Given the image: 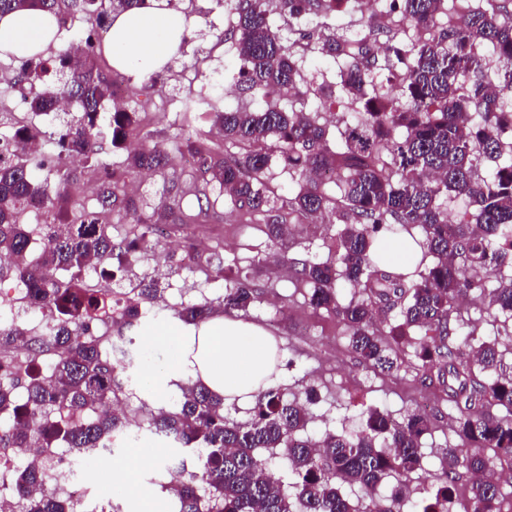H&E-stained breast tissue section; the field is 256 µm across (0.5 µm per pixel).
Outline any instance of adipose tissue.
Returning <instances> with one entry per match:
<instances>
[{"label": "adipose tissue", "mask_w": 512, "mask_h": 512, "mask_svg": "<svg viewBox=\"0 0 512 512\" xmlns=\"http://www.w3.org/2000/svg\"><path fill=\"white\" fill-rule=\"evenodd\" d=\"M184 31L183 16L167 0H151L150 7L115 16L103 42L114 69L139 78L149 77L173 57ZM51 14L18 10L0 15V55L30 58L56 40ZM149 342L175 348L176 379L204 384L225 403L252 400L259 388L273 384L276 341L262 327L223 315L199 325L150 332Z\"/></svg>", "instance_id": "1"}]
</instances>
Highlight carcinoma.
<instances>
[{
    "label": "carcinoma",
    "mask_w": 512,
    "mask_h": 512,
    "mask_svg": "<svg viewBox=\"0 0 512 512\" xmlns=\"http://www.w3.org/2000/svg\"><path fill=\"white\" fill-rule=\"evenodd\" d=\"M288 24L306 15L319 19L300 34L302 46L344 63L341 85L346 104L361 119L346 127L344 145L332 148L320 122L322 106L313 112L288 110L279 92L299 88L304 54L285 46L270 22L272 2ZM58 0H0V14L16 9L54 14L58 30L68 20L55 8ZM350 0H228L237 51V84L266 98L264 106L217 108L224 83L212 85V111L193 120L219 127L224 139L241 145L232 158H219L202 139L176 144L196 156L205 184L223 192L234 208L265 213L269 232L278 235L298 215L327 213L341 225L334 235L331 259L304 261L297 274L312 287L309 303L331 309L349 331L357 358L381 373L399 368L381 334L374 328L377 309L399 310L400 322L389 335L400 342L412 332L421 338L415 356L423 367L437 370L454 433L466 444L448 448L438 483L421 499L418 512H446L457 484L468 477L471 512H503L506 499L496 464L512 465V373H505L500 343L478 331L460 312V302L476 292L487 301L488 316L512 317V278L500 276L512 264V110L501 104L512 92V12L505 0L488 7L466 8L456 23L436 20L444 0H395L392 7L369 14L366 33L350 44L332 30L330 20ZM148 0H71L88 41L84 51L58 52L71 79L47 85L28 101L34 114L52 111L62 97L78 107L76 121L63 127L55 145L65 155L92 162L100 209H78L65 224L49 221L40 236V252L28 259L33 232L20 216L41 202L50 212L68 193L70 179L37 183L32 169L39 159L12 153V135L0 136V258L11 260L31 307L55 321L49 335H35L13 320L0 318V348L17 345L38 354L53 349L57 358L47 372L12 360L0 363V448H42L49 465L14 468L8 478L14 512H72L73 505L49 487L57 461L55 447L85 457L112 454V438L130 428L117 411L123 361L112 357L114 342L103 344L92 325L112 307V289H91L82 277L89 264L101 267L112 281L145 258L152 245V224H139L120 241L112 239L107 216L134 208L119 193L124 176L162 173L169 166L166 149L132 139L135 112H107L115 82L95 64L101 54L99 31L112 15ZM488 46L495 69L478 66L475 52ZM42 56L26 60L18 78L42 79L49 71ZM387 70L386 82L407 100L402 107L386 93L368 91L371 74ZM127 152L124 165L112 169L98 160L100 140ZM296 175L298 190L270 193L271 152ZM486 159L502 160L490 173ZM466 197L475 212L448 220L441 198ZM421 229L423 254L433 264L413 277L393 272L377 257L380 241L413 237ZM358 288L367 298L344 302L340 288ZM249 276H236L226 289L224 311H245L257 301ZM212 313L209 303L189 304L177 311L185 324L197 325ZM141 317L139 301L128 299L119 314L130 327ZM180 398L169 409H147V427L192 452L195 465L180 470L167 486L179 512H402L413 475L424 470L422 438L431 431L429 415L409 413L401 422L375 408L363 413L362 427L349 434H302L307 412L271 385L256 394L251 417L234 422L224 415V399L200 383L179 385ZM496 407L502 413L495 414ZM284 449L295 477L286 494L264 453ZM396 485L381 498L387 479Z\"/></svg>",
    "instance_id": "cac0c4a2"
}]
</instances>
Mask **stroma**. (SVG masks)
I'll return each mask as SVG.
<instances>
[{
    "mask_svg": "<svg viewBox=\"0 0 512 512\" xmlns=\"http://www.w3.org/2000/svg\"><path fill=\"white\" fill-rule=\"evenodd\" d=\"M174 3L186 15L191 36L167 66L138 81L128 104L131 111L144 117L141 140L169 149L189 132L184 121L186 104H193L196 111H206L208 104L200 96L205 79L214 71L230 68L234 58L229 42L224 39L222 0H174ZM22 66L20 59L0 57V130L9 131L38 121L47 133L45 150L54 160L36 171V178L55 182L76 173L80 202L96 207L95 194L87 190L94 181L90 170L84 164L70 165L55 157L56 131L60 124L76 115V106L33 117L26 99L34 93V86L9 81ZM340 68V63L319 54H306L303 77L309 106H317L321 89L340 93ZM195 173L193 163L173 153L167 175H132V182L139 185L134 195L137 209L112 213L113 239H123L137 219L167 212L175 193L188 188ZM337 230V225L315 223L302 217L290 224L288 235L273 240L266 234L263 215L240 213L221 199L203 209L196 223L165 224L155 245L157 257L166 260L163 273H156L154 259H147L115 286L116 291L129 293L138 288L143 277L156 275L164 290L162 301L141 300L140 321L125 328L124 333L134 339L135 349L147 350L154 369L170 367L173 347L145 344L146 333L178 325L175 311L182 305L218 303L226 286L225 272L247 269L259 299L241 312L240 317L263 327L276 339L283 355L276 383L288 397L306 400L305 434L319 436L349 431L358 425L361 412L369 407L384 410L397 421L423 406L437 410L431 432L423 439L428 466L413 482V497L418 500L436 484L445 448L459 446L460 441L452 431L448 405L442 393L425 377L414 345H404L399 351L397 372L389 376L378 374L351 352L341 319L333 312L310 305L309 289L299 283L296 268L305 260L326 259L327 245ZM215 253L224 261L223 272H216L211 265ZM122 379L125 386L122 401L133 416L140 415L145 407L156 409L168 405L179 394L173 384L161 390L144 385L135 367L127 369ZM139 448L152 449L153 454L134 475V493L113 499L116 512H138L141 500H153L161 494L156 482L159 464L172 465L184 457L182 451L165 447L163 440L148 430L116 436L111 458L98 457L89 463L79 457L72 458L70 467L58 472L54 483L62 486L72 479H81L88 491L90 512H95L98 491L112 486L113 463L127 460L132 450Z\"/></svg>",
    "mask_w": 512,
    "mask_h": 512,
    "instance_id": "obj_1",
    "label": "stroma"
}]
</instances>
